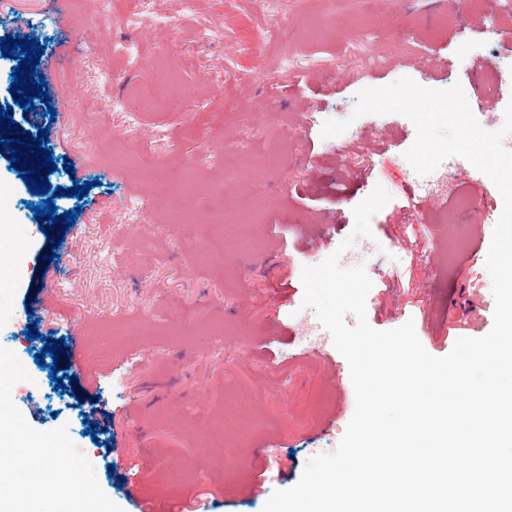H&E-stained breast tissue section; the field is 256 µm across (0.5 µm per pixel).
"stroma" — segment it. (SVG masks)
I'll list each match as a JSON object with an SVG mask.
<instances>
[{
	"label": "stroma",
	"instance_id": "35a3bbf8",
	"mask_svg": "<svg viewBox=\"0 0 512 512\" xmlns=\"http://www.w3.org/2000/svg\"><path fill=\"white\" fill-rule=\"evenodd\" d=\"M481 20L501 33L458 35ZM39 39L49 103L51 188L75 224L52 248L42 195L0 159V372L17 379L0 448L17 437L87 452L77 484L95 512H262L310 458L338 448L355 410L349 366L304 307L301 274L354 228L375 187L391 200L351 249L372 281L367 321L413 322L428 353L493 324L492 280L470 247L491 232L449 210L474 175L442 163L433 204L404 153L400 114L354 117L356 95L415 77L409 59L445 54L427 86L461 85L479 125L501 128L512 93L476 81L474 58L512 71V11L489 0H0V38ZM346 134L323 138L329 120ZM252 193V207L238 204ZM451 261L431 262L449 242ZM39 336L27 338L28 328ZM64 341L60 359L45 342ZM42 361H35V354ZM73 374L83 388L59 389ZM245 411L249 434L232 416ZM93 412L98 437L85 435ZM281 464L264 476L268 454Z\"/></svg>",
	"mask_w": 512,
	"mask_h": 512
}]
</instances>
